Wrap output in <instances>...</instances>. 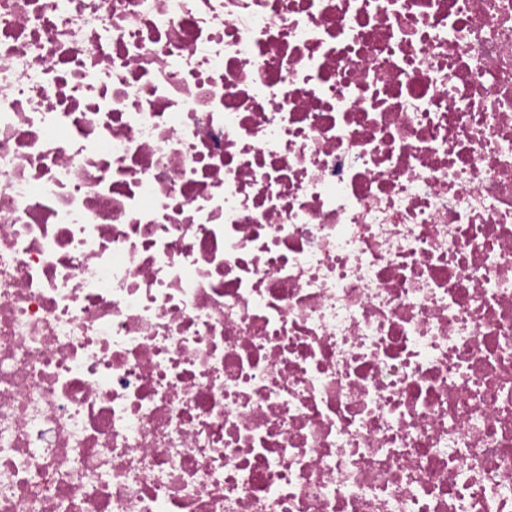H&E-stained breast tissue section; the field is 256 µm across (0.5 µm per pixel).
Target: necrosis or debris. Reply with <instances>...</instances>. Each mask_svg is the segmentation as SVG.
<instances>
[{
    "label": "necrosis or debris",
    "instance_id": "4bbe7bcc",
    "mask_svg": "<svg viewBox=\"0 0 512 512\" xmlns=\"http://www.w3.org/2000/svg\"><path fill=\"white\" fill-rule=\"evenodd\" d=\"M0 512H512V0H0Z\"/></svg>",
    "mask_w": 512,
    "mask_h": 512
}]
</instances>
